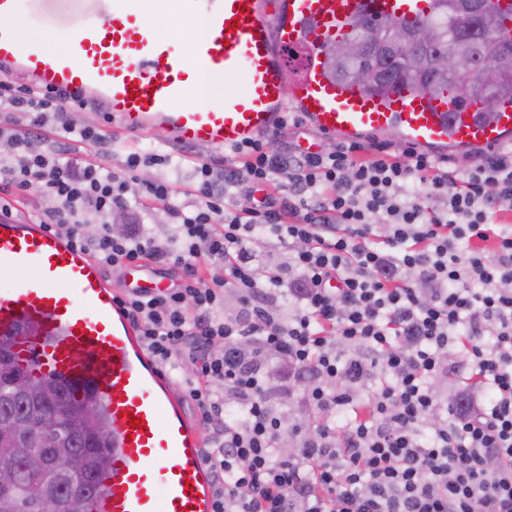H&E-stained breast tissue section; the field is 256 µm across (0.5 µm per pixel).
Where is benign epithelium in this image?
<instances>
[{"instance_id": "1", "label": "benign epithelium", "mask_w": 512, "mask_h": 512, "mask_svg": "<svg viewBox=\"0 0 512 512\" xmlns=\"http://www.w3.org/2000/svg\"><path fill=\"white\" fill-rule=\"evenodd\" d=\"M466 14L469 19L468 39L478 46L483 38L481 30L484 19L481 13L480 0H467ZM385 34L379 37L367 35L370 24L363 26L365 35L358 39L344 42V54L350 59H360L363 64L354 71V78L363 85H371L388 75L383 62L395 61L399 58V49L408 46L416 51L415 66L419 74L478 73L481 81L488 85L499 80L500 76L512 72V50L497 54L482 56L478 59L466 53L450 52L429 57L425 51L435 41V32L431 26L420 24L414 28L405 27L399 18L388 16L381 19ZM13 385L16 389L32 399H41L54 395L57 384L54 380L45 378L38 387H33L26 373L17 370L13 374ZM39 431V426L32 418L10 414L0 416V485L6 487L11 484L13 470L4 465V462L14 459L16 448L14 441L30 433ZM25 464L34 473H41L53 467L60 473H67L73 469L74 462L70 456H59L50 461L41 454L30 455ZM34 507L38 512H85L86 504L81 498H72L62 502L57 497L41 492L36 496Z\"/></svg>"}]
</instances>
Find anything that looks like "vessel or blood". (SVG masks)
<instances>
[{
    "label": "vessel or blood",
    "instance_id": "b4317fda",
    "mask_svg": "<svg viewBox=\"0 0 512 512\" xmlns=\"http://www.w3.org/2000/svg\"><path fill=\"white\" fill-rule=\"evenodd\" d=\"M52 0H0V70L31 86L101 100L125 133L153 132L204 148L246 144L281 126L293 105L319 132L342 142L396 132L407 146L434 154L470 152L512 140V101L493 121L476 102L434 97L404 86L376 95L333 79L330 45L362 14L430 17L435 0H164L201 16L193 45L199 64L151 36L138 0H53L78 34L73 53L21 52L15 19L46 27ZM308 50L300 81L285 78L281 50ZM243 87L222 95L224 74ZM203 92L204 99L189 104ZM0 340L20 358L90 394L110 431L111 463L91 512H213L211 474L199 424L183 413L167 376L154 367L102 270L86 253L41 224L0 213Z\"/></svg>",
    "mask_w": 512,
    "mask_h": 512
}]
</instances>
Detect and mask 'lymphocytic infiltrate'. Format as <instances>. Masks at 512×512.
I'll return each mask as SVG.
<instances>
[{
    "instance_id": "f902f5d3",
    "label": "lymphocytic infiltrate",
    "mask_w": 512,
    "mask_h": 512,
    "mask_svg": "<svg viewBox=\"0 0 512 512\" xmlns=\"http://www.w3.org/2000/svg\"><path fill=\"white\" fill-rule=\"evenodd\" d=\"M83 107L1 82L0 112L30 121L22 134L0 126V181L49 200L38 223L101 268L174 276L175 287L134 286L118 301L155 361L186 379L208 433L214 512H512L511 149L452 171L410 147L285 156L263 136L234 148L237 165H198L193 210L172 203L171 181L146 180L167 233L134 219L116 236L107 224L129 208L125 174L141 154L117 171L74 162L76 144L102 139L72 122ZM279 175L288 190L276 195ZM233 189L256 203L227 210ZM272 240L288 259L270 272L256 257ZM287 285L299 305L285 315ZM453 351L469 392L445 416L431 384L455 373ZM274 369L322 415L291 453Z\"/></svg>"
}]
</instances>
